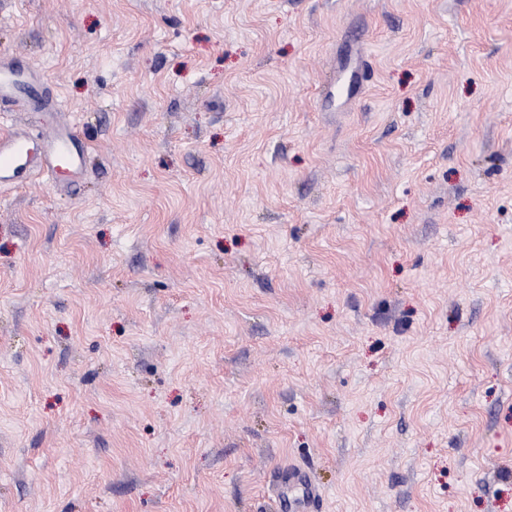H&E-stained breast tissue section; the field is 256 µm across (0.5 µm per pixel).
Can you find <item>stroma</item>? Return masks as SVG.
<instances>
[{
  "instance_id": "35a3bbf8",
  "label": "stroma",
  "mask_w": 512,
  "mask_h": 512,
  "mask_svg": "<svg viewBox=\"0 0 512 512\" xmlns=\"http://www.w3.org/2000/svg\"><path fill=\"white\" fill-rule=\"evenodd\" d=\"M16 54L89 158L0 189V512H512V0H0ZM360 69V60L352 62L351 59H346L340 66L339 71L336 72V79L334 83L325 87L321 96L325 99L332 98L338 90L343 89V96L352 97L359 93L361 84L358 79ZM294 488H301L302 495L295 494ZM318 496V489L304 471L290 469L277 480L274 512H306L307 506L312 504Z\"/></svg>"
}]
</instances>
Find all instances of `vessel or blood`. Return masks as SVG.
Wrapping results in <instances>:
<instances>
[{
  "instance_id": "b4317fda",
  "label": "vessel or blood",
  "mask_w": 512,
  "mask_h": 512,
  "mask_svg": "<svg viewBox=\"0 0 512 512\" xmlns=\"http://www.w3.org/2000/svg\"><path fill=\"white\" fill-rule=\"evenodd\" d=\"M359 69V62L345 60L334 83L323 89V97H334L339 91L348 97L357 95L361 89ZM51 102L44 77L34 72L25 59L0 57V106L46 116L51 112ZM87 151L88 145L76 124H63L35 136L17 121H10L7 129L0 132V187H21L37 175L54 181L64 174L79 172ZM318 496L304 471L289 470L276 484L274 512H305Z\"/></svg>"
}]
</instances>
